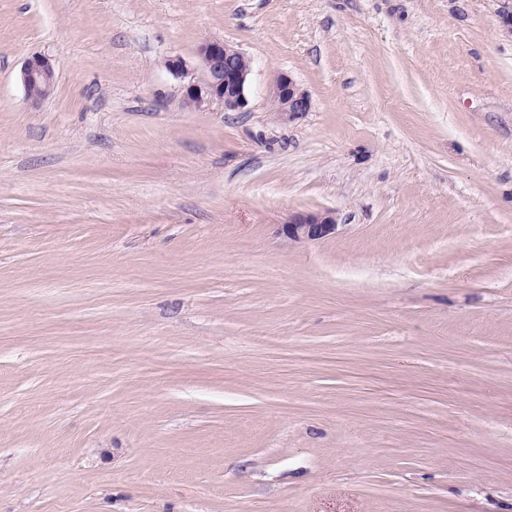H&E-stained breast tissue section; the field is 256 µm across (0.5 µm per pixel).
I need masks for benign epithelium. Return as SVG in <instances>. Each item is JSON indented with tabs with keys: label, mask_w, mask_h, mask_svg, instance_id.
I'll list each match as a JSON object with an SVG mask.
<instances>
[{
	"label": "benign epithelium",
	"mask_w": 512,
	"mask_h": 512,
	"mask_svg": "<svg viewBox=\"0 0 512 512\" xmlns=\"http://www.w3.org/2000/svg\"><path fill=\"white\" fill-rule=\"evenodd\" d=\"M247 59L243 52L222 41H207L198 51V68L202 79L184 86V99L198 107L205 101H217L226 112H240L248 105V88L252 63L242 67L233 64L237 57ZM21 80L29 100L38 103L50 95L55 70L43 55H34L24 64ZM276 112L292 119L310 109L308 94L288 74L275 79L272 91ZM336 213L318 211L301 213L282 225V234L292 242L317 241L336 232Z\"/></svg>",
	"instance_id": "1"
}]
</instances>
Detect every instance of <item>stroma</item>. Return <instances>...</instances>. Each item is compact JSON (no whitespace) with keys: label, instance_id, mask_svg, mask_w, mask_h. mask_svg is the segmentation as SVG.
Wrapping results in <instances>:
<instances>
[{"label":"stroma","instance_id":"stroma-1","mask_svg":"<svg viewBox=\"0 0 512 512\" xmlns=\"http://www.w3.org/2000/svg\"><path fill=\"white\" fill-rule=\"evenodd\" d=\"M498 9L0 0V512H512ZM210 40L243 111L183 104ZM21 80L29 100L38 103L50 95L55 82V70L43 55H33L24 64ZM277 114L284 119L308 112L310 99L308 94L288 74H280L275 79L272 91ZM336 228L335 212H308L294 215L288 224H282V234L292 242L317 241L334 234Z\"/></svg>","mask_w":512,"mask_h":512}]
</instances>
